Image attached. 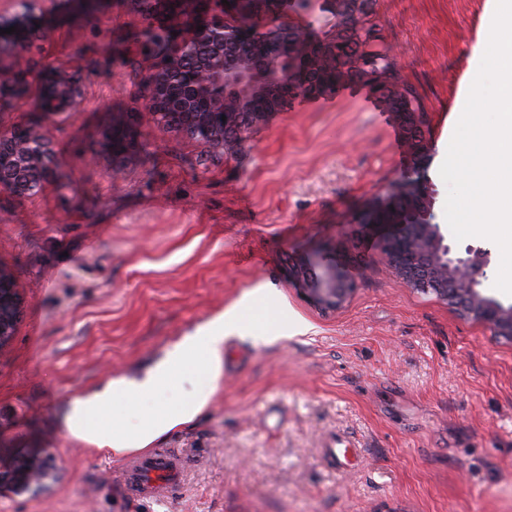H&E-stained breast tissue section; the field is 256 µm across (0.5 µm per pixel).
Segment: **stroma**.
<instances>
[{"instance_id": "35a3bbf8", "label": "stroma", "mask_w": 512, "mask_h": 512, "mask_svg": "<svg viewBox=\"0 0 512 512\" xmlns=\"http://www.w3.org/2000/svg\"><path fill=\"white\" fill-rule=\"evenodd\" d=\"M495 0H374L380 50L427 112L432 221L453 235L439 175L485 51ZM35 58L77 60L85 99L53 119L34 99L0 127L40 125L65 160L35 196L0 193V265L20 312L0 338V512H512V343L435 295L403 287L385 232L358 215L406 174L399 122L364 93L297 100L237 146L148 123L122 177L100 131L140 105L131 0H96ZM447 133H440V125ZM345 266L355 291L323 313L289 266ZM218 390L159 445L195 460L161 504L127 498L124 463L70 435V402L142 377L183 336L231 308ZM346 440L344 472L327 453Z\"/></svg>"}]
</instances>
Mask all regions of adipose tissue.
I'll return each instance as SVG.
<instances>
[{
	"mask_svg": "<svg viewBox=\"0 0 512 512\" xmlns=\"http://www.w3.org/2000/svg\"><path fill=\"white\" fill-rule=\"evenodd\" d=\"M235 330L232 313L222 314L173 344L142 378L115 379L79 398L65 419L67 431L115 457L147 450L206 408L224 368L225 340ZM131 398L145 400V407L124 420L110 417L116 401Z\"/></svg>",
	"mask_w": 512,
	"mask_h": 512,
	"instance_id": "ef3b65f1",
	"label": "adipose tissue"
}]
</instances>
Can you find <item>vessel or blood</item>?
<instances>
[{"mask_svg":"<svg viewBox=\"0 0 512 512\" xmlns=\"http://www.w3.org/2000/svg\"><path fill=\"white\" fill-rule=\"evenodd\" d=\"M189 462L179 451L166 448L133 457L121 472L128 496L141 501H164L182 484Z\"/></svg>","mask_w":512,"mask_h":512,"instance_id":"obj_1","label":"vessel or blood"}]
</instances>
